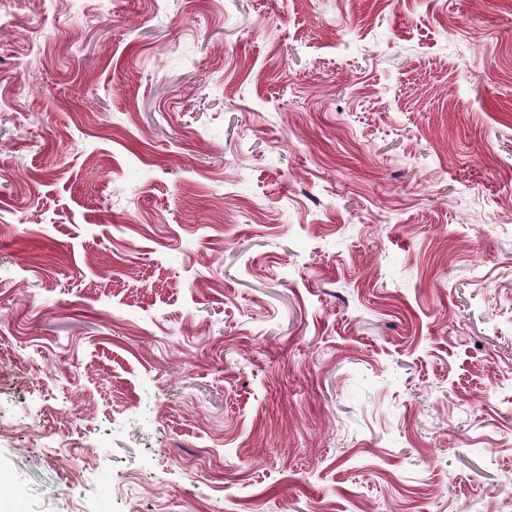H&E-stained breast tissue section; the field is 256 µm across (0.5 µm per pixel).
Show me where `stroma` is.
Wrapping results in <instances>:
<instances>
[{"instance_id": "stroma-1", "label": "stroma", "mask_w": 512, "mask_h": 512, "mask_svg": "<svg viewBox=\"0 0 512 512\" xmlns=\"http://www.w3.org/2000/svg\"><path fill=\"white\" fill-rule=\"evenodd\" d=\"M0 502L512 512V0H0Z\"/></svg>"}]
</instances>
